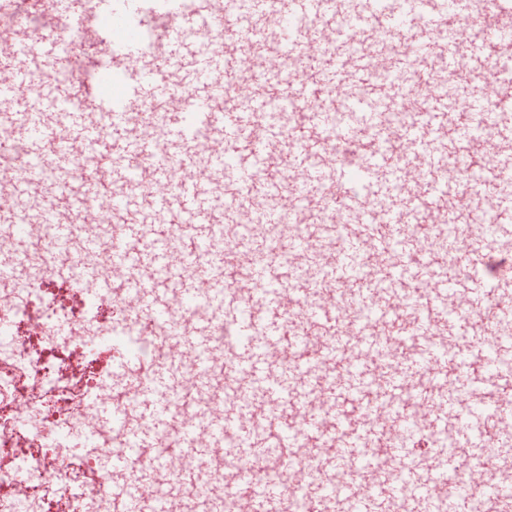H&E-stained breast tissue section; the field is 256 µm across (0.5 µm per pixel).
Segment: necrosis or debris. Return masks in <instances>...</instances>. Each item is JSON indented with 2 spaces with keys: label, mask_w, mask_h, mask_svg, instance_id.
I'll use <instances>...</instances> for the list:
<instances>
[{
  "label": "necrosis or debris",
  "mask_w": 512,
  "mask_h": 512,
  "mask_svg": "<svg viewBox=\"0 0 512 512\" xmlns=\"http://www.w3.org/2000/svg\"><path fill=\"white\" fill-rule=\"evenodd\" d=\"M115 295L89 299L83 285H56L48 265L16 262L0 277V319L13 332L0 341V512H113L109 481L97 477L98 453L125 447L122 432L99 422L100 405L123 406L130 390L116 387L102 358L85 350L126 322ZM91 447L74 453L73 433ZM224 451L195 464L199 478L185 490L160 483L167 512H204L223 496L224 512H239L224 490Z\"/></svg>",
  "instance_id": "4bbe7bcc"
}]
</instances>
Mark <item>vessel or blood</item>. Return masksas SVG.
Wrapping results in <instances>:
<instances>
[{
    "instance_id": "vessel-or-blood-1",
    "label": "vessel or blood",
    "mask_w": 512,
    "mask_h": 512,
    "mask_svg": "<svg viewBox=\"0 0 512 512\" xmlns=\"http://www.w3.org/2000/svg\"><path fill=\"white\" fill-rule=\"evenodd\" d=\"M18 17L0 32V167L9 149L48 172L25 170L0 183V241L30 255L29 224H48L56 243L92 255L73 269L54 266L61 282L76 278L101 291L123 286L136 323L169 331L171 299L207 304L206 319L173 337L174 354L150 363L118 351L120 381L133 388L129 407L104 420L122 428L126 452H106L102 473L123 475L112 487L114 512H153L148 494L168 463L157 453L137 464L135 452L155 448L176 431L174 454L208 457L224 450V476L242 493L241 512H289L281 485L299 459L317 462L307 480L311 512H469L475 475L491 473L485 512H512V458L496 444L503 417H512V383L496 382L490 354L503 336L485 323L512 326V254L489 244L512 239V225H492L480 268L461 244L446 239L448 256L467 268L453 279L436 268L427 248L388 242L402 224H453L467 212L500 211L512 185V78L499 56L512 43V0H0ZM478 17L480 41L464 38L462 21ZM37 20L25 26L26 18ZM75 25L80 52L93 72L48 81L42 48L58 47L63 25ZM378 32L399 43L402 57L387 89L407 118L399 127L365 110L375 76ZM256 64L239 66L240 41ZM111 55L96 61L102 45ZM459 72L466 96L444 88L413 95L412 79ZM247 77L249 94L230 85ZM499 93L486 97L482 82ZM468 99L481 118L460 117ZM500 146L483 156L487 139ZM345 147L350 157L337 156ZM463 159L449 169V155ZM301 171L288 183L279 169ZM485 192L464 197L469 175ZM308 213L341 211L333 238H279L292 218L285 198ZM106 212H98V202ZM95 225L80 235L81 225ZM228 224L256 231L223 244ZM239 273L230 284V273ZM487 282L496 302L465 321L438 319L453 292ZM294 324H287V316ZM233 328L224 352V413L201 407L178 426L177 399L192 400L211 385L203 360L213 330ZM197 355L195 381L183 384V353ZM465 417L470 438L449 433ZM464 453L467 464L456 463ZM274 460L263 479L242 460ZM457 476L453 492L439 482Z\"/></svg>"
}]
</instances>
